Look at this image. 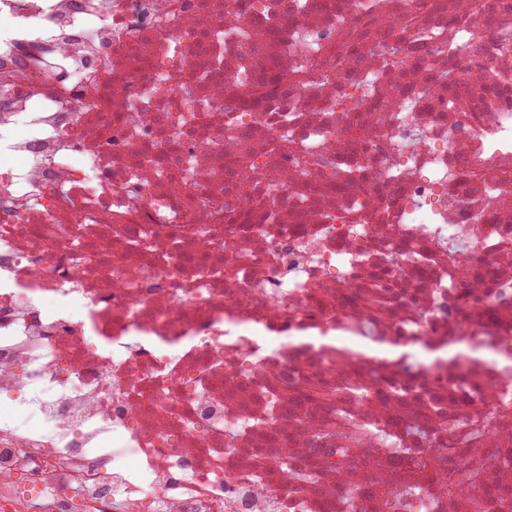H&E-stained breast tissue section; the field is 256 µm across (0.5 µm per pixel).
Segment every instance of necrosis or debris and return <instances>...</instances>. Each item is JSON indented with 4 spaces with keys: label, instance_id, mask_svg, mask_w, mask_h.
Segmentation results:
<instances>
[{
    "label": "necrosis or debris",
    "instance_id": "necrosis-or-debris-1",
    "mask_svg": "<svg viewBox=\"0 0 512 512\" xmlns=\"http://www.w3.org/2000/svg\"><path fill=\"white\" fill-rule=\"evenodd\" d=\"M368 2L0 0V512H388L400 446L494 512L439 483L512 409V0ZM353 326L497 347L298 340ZM300 339L303 341H311L316 344L324 343L329 345H334L336 347H351L354 351L365 357H378L385 358L388 360H395L400 357L402 354L406 352L413 351V349L409 347L402 346H393L388 344H374V343H363V342H349L343 341L337 336H327V337H319V336H301Z\"/></svg>",
    "mask_w": 512,
    "mask_h": 512
}]
</instances>
